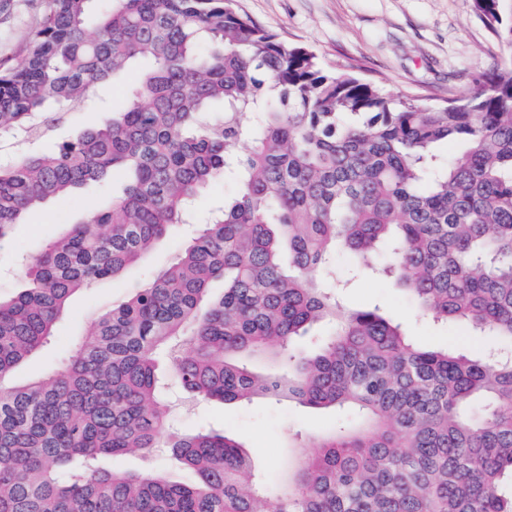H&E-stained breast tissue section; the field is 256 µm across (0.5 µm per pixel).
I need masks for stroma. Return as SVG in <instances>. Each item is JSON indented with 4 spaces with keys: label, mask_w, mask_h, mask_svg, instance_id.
<instances>
[{
    "label": "stroma",
    "mask_w": 512,
    "mask_h": 512,
    "mask_svg": "<svg viewBox=\"0 0 512 512\" xmlns=\"http://www.w3.org/2000/svg\"><path fill=\"white\" fill-rule=\"evenodd\" d=\"M236 5L281 39L313 50L329 71L374 81L394 96L441 103L470 93L499 66L512 62V43L484 23L475 0H236ZM44 17V0H0V68L20 63L31 30ZM118 101V87L102 84L95 102L82 111L64 113L37 140L0 141V164L9 165L31 150H56L79 129L106 121ZM111 196V183L91 182L15 225L11 244L0 248V296L17 292L21 257L38 254ZM197 230L194 224L172 228L121 278L76 293L47 343L16 369L15 383H27L60 366L95 312L125 299L165 268ZM341 302L351 309L377 304L401 314L413 340L423 346L448 344L481 354L495 345L493 337L458 326L435 327L392 279L383 276L349 279ZM334 422L332 410L265 395L227 404L177 397L171 407V423L178 431L205 428L237 436L264 475H282L285 463L294 462L302 446L326 433Z\"/></svg>",
    "instance_id": "35a3bbf8"
}]
</instances>
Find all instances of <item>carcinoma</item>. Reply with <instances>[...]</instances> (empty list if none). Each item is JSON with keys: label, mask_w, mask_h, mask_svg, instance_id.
Wrapping results in <instances>:
<instances>
[{"label": "carcinoma", "mask_w": 512, "mask_h": 512, "mask_svg": "<svg viewBox=\"0 0 512 512\" xmlns=\"http://www.w3.org/2000/svg\"><path fill=\"white\" fill-rule=\"evenodd\" d=\"M91 2L48 0L0 71V139L34 138L150 63L109 122L0 167V244L38 206L122 180L0 298V512H512V356L420 347L381 307L345 309L332 267L347 251L434 324L512 348V64L432 105L327 72L233 0H112L95 23ZM476 7L512 43L498 0ZM448 140L464 148L444 159ZM228 173L233 196L164 270L99 310L63 367L12 382L75 292L138 263ZM322 321L330 337L297 353ZM257 353L280 370L255 373ZM171 383L346 419L271 484L238 438L172 428ZM156 448L195 481L103 464Z\"/></svg>", "instance_id": "carcinoma-1"}]
</instances>
